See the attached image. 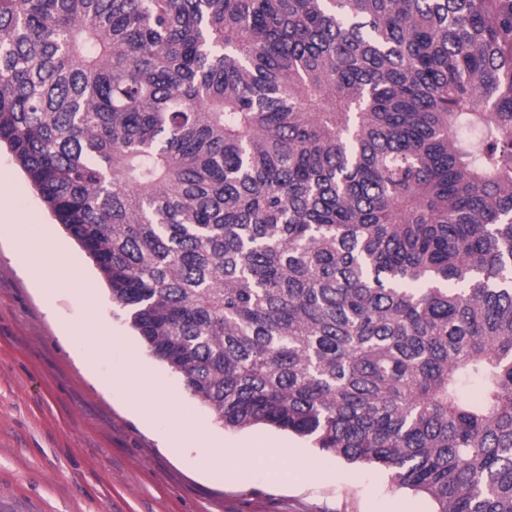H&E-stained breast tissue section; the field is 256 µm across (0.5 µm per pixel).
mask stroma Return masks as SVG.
I'll return each instance as SVG.
<instances>
[{
  "mask_svg": "<svg viewBox=\"0 0 512 512\" xmlns=\"http://www.w3.org/2000/svg\"><path fill=\"white\" fill-rule=\"evenodd\" d=\"M0 220L21 227L0 239V512H433L423 493L267 425L232 429L193 398L182 376L151 355L113 307L85 252L50 214L14 157L0 149ZM45 287L22 275V261ZM111 352L94 370L82 358L97 335ZM192 415L189 446L168 445L169 416L140 400L134 383ZM286 453L289 478L270 466L214 478L208 458L242 448Z\"/></svg>",
  "mask_w": 512,
  "mask_h": 512,
  "instance_id": "stroma-1",
  "label": "stroma"
}]
</instances>
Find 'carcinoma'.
Returning a JSON list of instances; mask_svg holds the SVG:
<instances>
[{"label": "carcinoma", "instance_id": "1", "mask_svg": "<svg viewBox=\"0 0 512 512\" xmlns=\"http://www.w3.org/2000/svg\"><path fill=\"white\" fill-rule=\"evenodd\" d=\"M148 350L512 512V0H0V144Z\"/></svg>", "mask_w": 512, "mask_h": 512}]
</instances>
